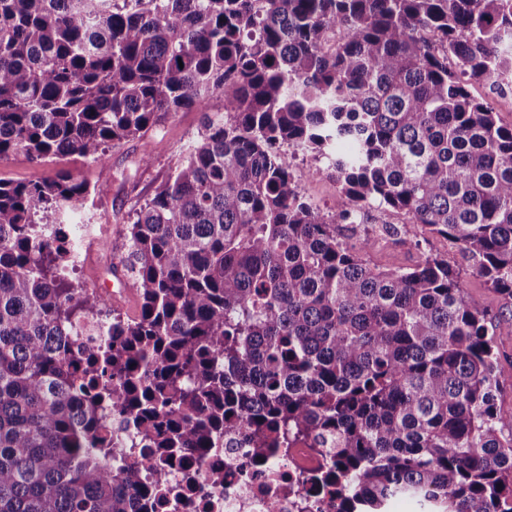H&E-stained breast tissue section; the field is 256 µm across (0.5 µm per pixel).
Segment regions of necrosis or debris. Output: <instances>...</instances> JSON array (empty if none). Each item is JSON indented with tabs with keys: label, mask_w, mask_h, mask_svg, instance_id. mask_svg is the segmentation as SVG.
Segmentation results:
<instances>
[{
	"label": "necrosis or debris",
	"mask_w": 512,
	"mask_h": 512,
	"mask_svg": "<svg viewBox=\"0 0 512 512\" xmlns=\"http://www.w3.org/2000/svg\"><path fill=\"white\" fill-rule=\"evenodd\" d=\"M328 465L316 448H289L255 464L253 449L225 444L170 468L156 512H336L333 496L312 480ZM221 481H212L213 473Z\"/></svg>",
	"instance_id": "1"
}]
</instances>
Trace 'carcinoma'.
<instances>
[{
	"instance_id": "1",
	"label": "carcinoma",
	"mask_w": 512,
	"mask_h": 512,
	"mask_svg": "<svg viewBox=\"0 0 512 512\" xmlns=\"http://www.w3.org/2000/svg\"><path fill=\"white\" fill-rule=\"evenodd\" d=\"M471 81L512 95V0H0V161H99L224 102L130 217L140 315L101 350L70 345L108 305L71 278L89 185L0 180V512H152L142 473L226 437L326 451L338 512H512L485 312L447 260L381 269L336 234L406 214L512 299V128ZM300 153L334 213L300 195ZM326 167L325 159L312 155L299 154L293 160L294 178L300 194L321 214L327 215L341 206L342 198L336 178ZM316 168L322 171L316 174Z\"/></svg>"
}]
</instances>
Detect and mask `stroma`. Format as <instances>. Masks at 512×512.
I'll return each instance as SVG.
<instances>
[{
    "label": "stroma",
    "mask_w": 512,
    "mask_h": 512,
    "mask_svg": "<svg viewBox=\"0 0 512 512\" xmlns=\"http://www.w3.org/2000/svg\"><path fill=\"white\" fill-rule=\"evenodd\" d=\"M202 115L194 107L172 113L156 131L112 147L99 162L69 156L33 163L21 155L0 162L3 181H37L63 173L103 187V194L88 195L79 208V220L101 229L102 237L84 243L83 263L75 276L84 285L102 290L114 312L123 318H135L139 310L138 292L125 270L118 267L129 215L155 194L191 145L199 141ZM293 171L304 200L320 213L328 214L340 207L339 187L324 159L298 155ZM385 224L395 225L398 235L380 239V228ZM337 231L353 249L359 248L364 239H376L377 245L367 258L382 268L409 267L424 254L447 260L457 270L465 295L486 312L499 364L512 365V300L491 288L456 245L426 225L411 223L407 216L376 209L369 212L364 224L353 229L341 224Z\"/></svg>",
    "instance_id": "1"
}]
</instances>
